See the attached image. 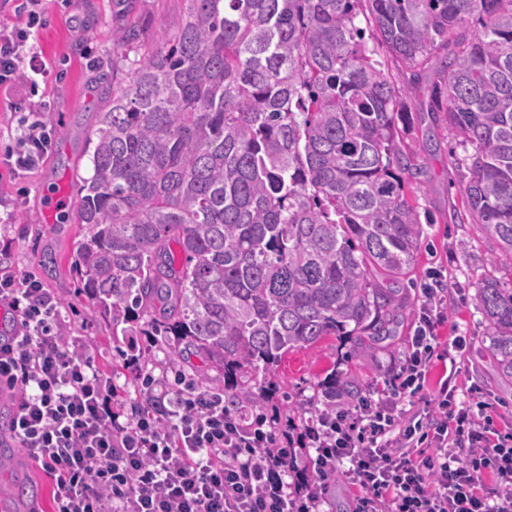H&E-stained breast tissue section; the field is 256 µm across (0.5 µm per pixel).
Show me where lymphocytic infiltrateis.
<instances>
[{"label":"lymphocytic infiltrate","mask_w":512,"mask_h":512,"mask_svg":"<svg viewBox=\"0 0 512 512\" xmlns=\"http://www.w3.org/2000/svg\"><path fill=\"white\" fill-rule=\"evenodd\" d=\"M22 21L0 29V92L36 88L53 68L36 35L42 0H20ZM39 121L18 125L0 165L14 175L48 151ZM441 288L425 301L394 397L308 421L307 468L341 474L354 512H512V434L458 403L442 383L431 407L400 418L395 398L425 390L445 321ZM54 297L34 279L0 269V391L18 393L9 431L52 483L54 512H321L326 485L300 487L274 421L224 404V394L182 375L146 376L132 418L79 342L59 333ZM495 478L484 483L485 474Z\"/></svg>","instance_id":"f902f5d3"}]
</instances>
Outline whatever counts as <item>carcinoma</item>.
<instances>
[{"label":"carcinoma","instance_id":"1","mask_svg":"<svg viewBox=\"0 0 512 512\" xmlns=\"http://www.w3.org/2000/svg\"><path fill=\"white\" fill-rule=\"evenodd\" d=\"M138 0H112V89L92 132L71 266L93 311L208 359L253 403L289 351L339 336L384 351L407 319L400 285L424 233L397 142L409 87L443 61L442 114L470 176L471 223L512 271V0H186L139 59ZM365 26H360V22ZM474 302L512 379V288ZM364 395L348 375L330 386Z\"/></svg>","mask_w":512,"mask_h":512}]
</instances>
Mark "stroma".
I'll use <instances>...</instances> for the list:
<instances>
[{
	"label": "stroma",
	"mask_w": 512,
	"mask_h": 512,
	"mask_svg": "<svg viewBox=\"0 0 512 512\" xmlns=\"http://www.w3.org/2000/svg\"><path fill=\"white\" fill-rule=\"evenodd\" d=\"M43 7L46 24L37 40L53 75L40 83L35 99L45 104L38 118L52 142L45 157L23 175L0 167V263L18 280L36 278L58 299L66 336L87 346L125 407L137 404V377L142 372L158 375L180 369L200 388H219L214 372L191 350L176 355L149 336H113L111 318L93 311L71 268L82 237L80 225L45 221L44 190L57 185L76 197L81 178L91 174L87 141L112 69L123 66L124 60L112 54V0H44ZM185 7V0H139L137 19L145 27V41L131 50V57L154 49L161 28L175 29ZM432 81V74H420L417 94L398 121L404 150L429 148L417 191L424 234L403 290L407 321L391 349L373 356L354 355L352 342L334 336L288 352L253 405L254 413L283 424H303L324 411V384L334 372H356L366 391L391 394L418 319L421 289L429 273L439 271L448 281L447 318L438 330L426 389L435 391L444 381L461 390L480 386L487 414L499 429L512 432V380L500 379L485 320L473 302L501 256L499 244L479 225L462 220L463 179L449 157L454 135L426 110V89Z\"/></svg>",
	"instance_id": "1"
}]
</instances>
